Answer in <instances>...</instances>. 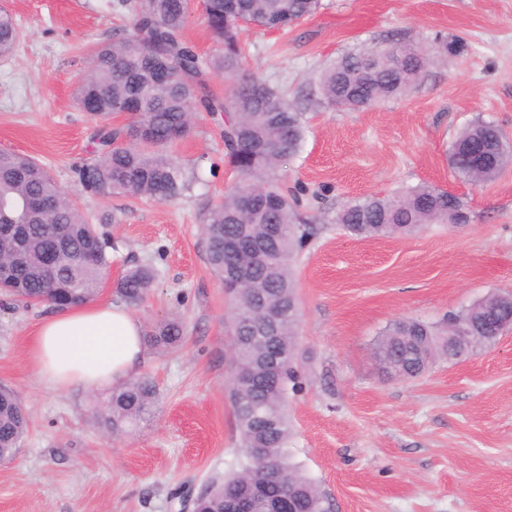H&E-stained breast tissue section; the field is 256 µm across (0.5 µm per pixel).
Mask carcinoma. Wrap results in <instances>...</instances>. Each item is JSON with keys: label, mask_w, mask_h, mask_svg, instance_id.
I'll list each match as a JSON object with an SVG mask.
<instances>
[{"label": "carcinoma", "mask_w": 512, "mask_h": 512, "mask_svg": "<svg viewBox=\"0 0 512 512\" xmlns=\"http://www.w3.org/2000/svg\"><path fill=\"white\" fill-rule=\"evenodd\" d=\"M133 15L134 34L96 48L81 77L78 101L98 103L93 119L95 157L77 170L82 189L100 198L129 195L158 202L179 197L185 175L172 147L187 136L198 112H223L229 166L241 177L212 205L201 226L211 271L224 280L234 265L242 285L224 284L234 312L229 394L233 403L239 469L211 483L192 502L193 512H229L239 499L260 501L265 510L283 495L295 512H333V503L293 461V435L285 411L288 394L301 384L302 355L297 326L301 310L291 259L313 234L297 223L295 200L275 184L279 164L295 154L303 139L302 113L256 76H239L241 24L286 30L316 12L319 0H205L208 25L221 51L202 62L180 33L190 13L189 0H122ZM19 39L14 17L0 9V54L7 56ZM448 52L441 41L429 54L412 43H377L349 51L318 79L323 100L346 111L405 95L419 81L430 59ZM168 79H160V69ZM235 80L219 101L207 91L206 75ZM124 113L128 123L112 124ZM485 139L488 157L474 164L466 144ZM461 179L484 184L512 164L503 133L493 123L477 121L463 128L448 150ZM467 212L466 204L447 191L420 185L400 193L369 196L342 205L336 223L357 237H391L427 224L448 223V208ZM112 242L89 222L76 202L37 160L15 152L0 153V291L27 303L54 307L81 305L99 294L111 266ZM157 279L151 265L128 268L113 284L117 299L131 308L150 295ZM280 315L275 336H248L242 322L262 316L259 302ZM512 318V305L492 294L454 319ZM182 323L166 319L144 335L159 351L178 348ZM374 355L397 378L420 376L448 356V326L415 320L392 322L375 341ZM158 391L146 377L112 387L94 420L115 437L130 433L153 413ZM28 412L13 389L0 385V461L16 458L27 434Z\"/></svg>", "instance_id": "obj_1"}]
</instances>
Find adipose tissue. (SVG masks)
Segmentation results:
<instances>
[{"label":"adipose tissue","mask_w":512,"mask_h":512,"mask_svg":"<svg viewBox=\"0 0 512 512\" xmlns=\"http://www.w3.org/2000/svg\"><path fill=\"white\" fill-rule=\"evenodd\" d=\"M143 333L141 321L120 303L54 310L33 331L29 362L39 382L57 392L109 387L144 364Z\"/></svg>","instance_id":"obj_1"}]
</instances>
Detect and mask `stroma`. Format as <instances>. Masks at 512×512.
Returning a JSON list of instances; mask_svg holds the SVG:
<instances>
[{"mask_svg": "<svg viewBox=\"0 0 512 512\" xmlns=\"http://www.w3.org/2000/svg\"><path fill=\"white\" fill-rule=\"evenodd\" d=\"M288 31L243 26L242 68L294 103L305 133L279 172L316 233L298 251L300 392L288 399L295 463L335 512H512V332L416 379L383 374L373 343L398 319L442 323L490 293H512V165L474 186L448 163L456 134L482 119L512 151V0H320ZM22 37L0 58V149L30 155L114 245L100 292L130 266L151 264L155 288L134 314L176 318L174 351H149L156 415L112 438L93 412L109 389L57 393L29 365L27 336L45 306L0 298V384L29 414L16 459L0 463V512H176L175 489L196 496L238 462L229 377V310L200 226L238 182L227 163L223 113H199L174 148L189 187L155 202L86 195L75 170L94 156L96 123L77 81L95 46L133 31L121 0H0ZM182 39L208 60L219 50L201 0ZM457 50L436 57L407 94L358 112L321 101L320 73L344 52L380 42ZM432 185L462 197L467 223L408 237L358 238L336 222L345 202Z\"/></svg>", "mask_w": 512, "mask_h": 512, "instance_id": "stroma-1", "label": "stroma"}]
</instances>
